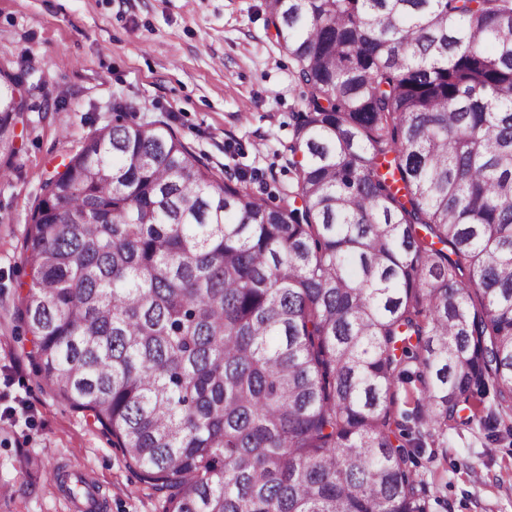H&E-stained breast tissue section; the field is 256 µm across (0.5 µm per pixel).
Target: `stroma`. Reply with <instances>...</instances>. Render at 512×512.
<instances>
[{
  "mask_svg": "<svg viewBox=\"0 0 512 512\" xmlns=\"http://www.w3.org/2000/svg\"><path fill=\"white\" fill-rule=\"evenodd\" d=\"M1 57L27 71L31 109L14 155H0V512H75L48 484L76 472L92 478L102 512H163V493L107 430L51 392L31 356L15 312L31 279L30 211L45 179L119 117L166 124L215 172L250 177L275 205L293 182L296 63L266 27L265 0H0ZM416 460L427 512H512V436L452 429Z\"/></svg>",
  "mask_w": 512,
  "mask_h": 512,
  "instance_id": "obj_1",
  "label": "stroma"
}]
</instances>
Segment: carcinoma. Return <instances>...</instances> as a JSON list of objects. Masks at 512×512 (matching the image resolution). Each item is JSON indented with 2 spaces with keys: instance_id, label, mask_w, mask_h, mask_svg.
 I'll return each instance as SVG.
<instances>
[{
  "instance_id": "obj_1",
  "label": "carcinoma",
  "mask_w": 512,
  "mask_h": 512,
  "mask_svg": "<svg viewBox=\"0 0 512 512\" xmlns=\"http://www.w3.org/2000/svg\"><path fill=\"white\" fill-rule=\"evenodd\" d=\"M266 7L302 88L279 204L96 129L31 210L19 316L163 512H426L399 387L431 437L491 388L512 422V0ZM26 84L0 64V152Z\"/></svg>"
}]
</instances>
